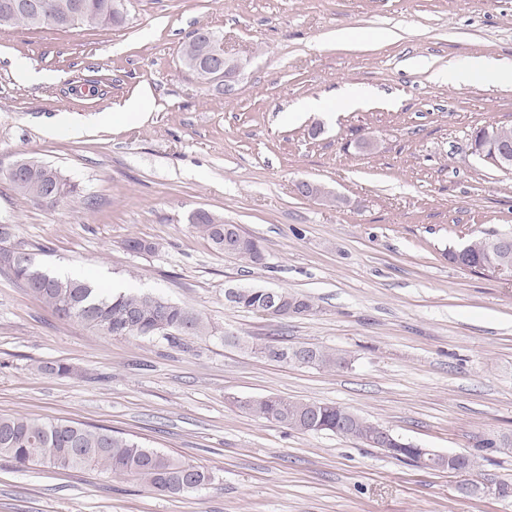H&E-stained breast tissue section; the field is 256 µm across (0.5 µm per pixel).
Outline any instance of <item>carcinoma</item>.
I'll use <instances>...</instances> for the list:
<instances>
[{"label": "carcinoma", "mask_w": 512, "mask_h": 512, "mask_svg": "<svg viewBox=\"0 0 512 512\" xmlns=\"http://www.w3.org/2000/svg\"><path fill=\"white\" fill-rule=\"evenodd\" d=\"M12 0H0V28H36L44 24L61 29L119 26L126 19L125 6L117 0H52L53 16L40 22L31 15L8 6ZM202 45L190 41L182 49L181 63L194 70ZM474 153L484 161L504 148L512 151V126H484L473 133ZM24 176L12 178L14 191L34 205L56 206L77 193L75 184L57 169L42 161L24 157ZM191 223L206 237L213 248L224 251V224L198 210ZM244 244L233 257L259 264L263 260L260 244L252 236L241 233ZM505 240L503 249H492L488 242ZM27 255L34 266L17 262L14 257ZM512 260V233L495 232L468 245L448 251V260L474 272L484 273L503 257ZM0 272L8 274L28 294L48 306L54 314L63 307L72 308L73 319L85 327L108 336H160L173 340L181 335L212 336L214 328L197 312L160 296L130 291L114 292L88 279L60 277L37 261L36 253L16 238L15 225L0 224ZM282 299L279 317L309 315L314 310L311 300L287 290L279 291ZM265 289L241 288L231 305L248 311L264 310ZM244 350L276 363H285L282 351L297 350L295 346L240 344ZM311 368L344 369L351 360L347 355L319 346L305 347ZM246 412L268 422L301 433L332 432L345 438L368 444L375 425L347 407L320 402L263 397L239 401ZM389 455L416 462L410 442L403 438L384 448ZM0 458L19 468L43 465L68 471L86 468L113 475L133 476L151 489L170 495H180L210 482L209 473L195 465L148 448L138 441L116 434L112 429L70 420H43L23 414H0Z\"/></svg>", "instance_id": "1"}]
</instances>
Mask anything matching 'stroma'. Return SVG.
Listing matches in <instances>:
<instances>
[{"instance_id":"1","label":"stroma","mask_w":512,"mask_h":512,"mask_svg":"<svg viewBox=\"0 0 512 512\" xmlns=\"http://www.w3.org/2000/svg\"><path fill=\"white\" fill-rule=\"evenodd\" d=\"M111 28H0V224L59 272L193 309L217 329L175 341L106 336L62 320L0 273V413L101 425L208 470L182 495L96 470L0 459V512H512L466 497L444 470L260 419L237 400L337 404L512 485V277L448 259L512 229V171L472 134L512 126V85L441 81L449 62L512 64V0H128ZM208 27L243 68L232 92L183 68ZM35 79L22 76V69ZM345 88L367 92L346 106ZM145 97L146 109L125 104ZM323 109L293 115L301 101ZM24 155L79 186L24 202ZM324 185L326 199L297 191ZM239 225L264 260L214 250L190 217ZM153 243L150 252L126 242ZM285 289L313 314L229 305L230 288ZM309 343L342 370L279 365L225 345ZM61 361L68 377L39 365ZM491 447H484V440Z\"/></svg>"}]
</instances>
